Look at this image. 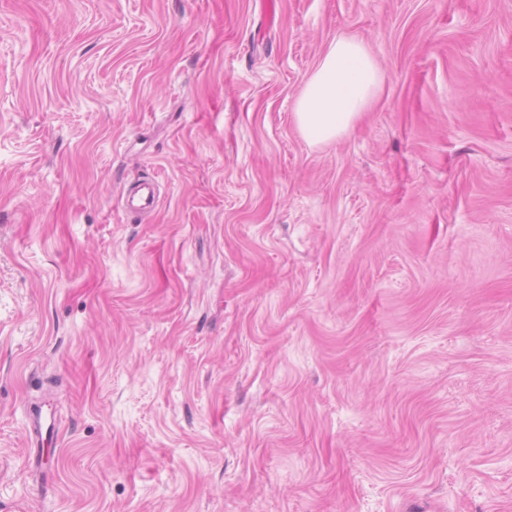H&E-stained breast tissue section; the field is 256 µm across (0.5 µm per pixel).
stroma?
<instances>
[{
  "label": "stroma",
  "instance_id": "35a3bbf8",
  "mask_svg": "<svg viewBox=\"0 0 512 512\" xmlns=\"http://www.w3.org/2000/svg\"><path fill=\"white\" fill-rule=\"evenodd\" d=\"M0 512H512V0H0ZM382 84V71L362 41L334 39L297 99L299 131L316 144L344 137L376 101ZM157 200L156 186L145 182L137 186L126 198L124 204L131 210L153 209Z\"/></svg>",
  "mask_w": 512,
  "mask_h": 512
}]
</instances>
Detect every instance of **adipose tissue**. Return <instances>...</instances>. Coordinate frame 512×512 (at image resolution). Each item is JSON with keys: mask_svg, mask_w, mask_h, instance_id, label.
I'll return each mask as SVG.
<instances>
[{"mask_svg": "<svg viewBox=\"0 0 512 512\" xmlns=\"http://www.w3.org/2000/svg\"><path fill=\"white\" fill-rule=\"evenodd\" d=\"M382 84V71L362 41L334 39L297 99L299 131L316 144L344 137L376 101Z\"/></svg>", "mask_w": 512, "mask_h": 512, "instance_id": "1", "label": "adipose tissue"}]
</instances>
